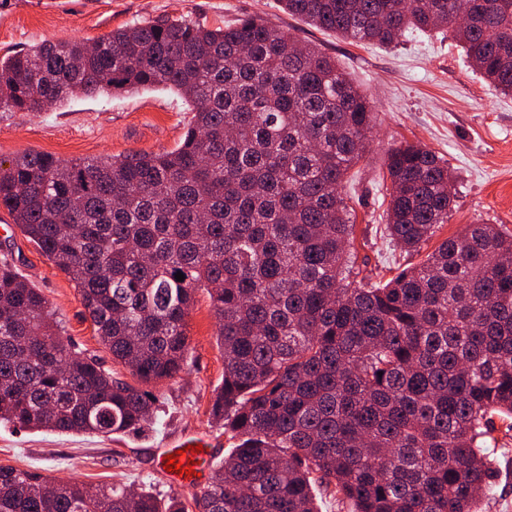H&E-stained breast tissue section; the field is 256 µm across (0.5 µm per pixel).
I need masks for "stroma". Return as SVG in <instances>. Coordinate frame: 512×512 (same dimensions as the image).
Masks as SVG:
<instances>
[{"mask_svg":"<svg viewBox=\"0 0 512 512\" xmlns=\"http://www.w3.org/2000/svg\"><path fill=\"white\" fill-rule=\"evenodd\" d=\"M244 15L262 16L336 58L376 104L373 149L342 190L354 216V249L373 280H388L413 261L384 231L390 145L408 141L426 146L447 162L455 178L448 221L424 245V253L468 224L512 230V95L501 94L483 79L451 33L413 31L392 45H357L288 16L279 0H0V57L44 40L93 41L144 20L185 17L215 28ZM191 117L190 106L179 95L157 90L78 97L41 112L0 110V163L9 164L24 152L70 160L169 151ZM3 255L57 311L76 350L112 368V357L95 335L71 281L21 232L0 231ZM187 321V364L178 378L155 385L159 410L152 430L139 437H97L0 424V465L56 480L121 484L161 494L177 491L188 512H199V490H176L156 468V450L169 438L212 437L216 463L231 450L210 414L213 392L224 378V355L205 292H197ZM491 457L497 477L481 508L512 512V438L500 439Z\"/></svg>","mask_w":512,"mask_h":512,"instance_id":"stroma-1","label":"stroma"}]
</instances>
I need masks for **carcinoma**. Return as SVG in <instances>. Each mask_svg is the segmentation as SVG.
<instances>
[{
    "instance_id": "carcinoma-1",
    "label": "carcinoma",
    "mask_w": 512,
    "mask_h": 512,
    "mask_svg": "<svg viewBox=\"0 0 512 512\" xmlns=\"http://www.w3.org/2000/svg\"><path fill=\"white\" fill-rule=\"evenodd\" d=\"M353 43L448 30L512 94V0H281ZM94 51L45 41L0 58V110L171 89L193 117L175 149L0 170V206L73 283L112 362L65 341L56 311L0 260V423L139 435L152 386L184 370L197 291L218 319L211 414L239 440L201 512H480L492 418L512 433V232L469 224L384 283L356 281L342 196L369 154L372 102L336 59L258 16L119 28ZM387 229L418 252L448 222L454 179L418 144L386 150ZM185 279L177 281L175 274ZM0 512H186L176 497L50 481L0 465Z\"/></svg>"
}]
</instances>
